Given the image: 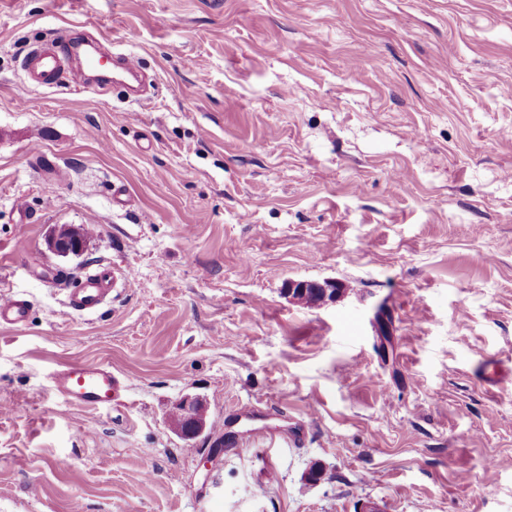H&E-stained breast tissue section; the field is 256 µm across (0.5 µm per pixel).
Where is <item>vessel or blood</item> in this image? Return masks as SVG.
<instances>
[{
	"label": "vessel or blood",
	"instance_id": "b4317fda",
	"mask_svg": "<svg viewBox=\"0 0 512 512\" xmlns=\"http://www.w3.org/2000/svg\"><path fill=\"white\" fill-rule=\"evenodd\" d=\"M22 65L29 79L39 85L66 82L81 87L87 84L91 74L104 70L101 54L84 42L35 45L24 55ZM111 70L113 83L122 84L138 77L141 64L134 55L119 54L113 56ZM130 280V273L119 274L109 266L97 268L68 289L67 305L77 313H96L109 300L117 282ZM29 308L30 303L24 297L12 291H1L0 326L25 324ZM52 384L68 404L89 409L111 405L119 392L112 367L105 363L64 365L53 373Z\"/></svg>",
	"mask_w": 512,
	"mask_h": 512
}]
</instances>
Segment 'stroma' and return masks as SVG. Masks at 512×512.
<instances>
[{"label":"stroma","mask_w":512,"mask_h":512,"mask_svg":"<svg viewBox=\"0 0 512 512\" xmlns=\"http://www.w3.org/2000/svg\"><path fill=\"white\" fill-rule=\"evenodd\" d=\"M88 25L144 102L30 82ZM509 85L512 0H0V512H512ZM99 362L111 407L52 390ZM141 72L138 58L132 54H118L112 58V77L102 74L101 78L115 84H124L129 78L136 79ZM116 271L112 266H103L88 273L79 283L67 290V305L74 312L94 314L109 300L116 285ZM125 285L131 284V273L117 271ZM30 302L19 294L0 292V326H20L27 322Z\"/></svg>","instance_id":"obj_1"}]
</instances>
